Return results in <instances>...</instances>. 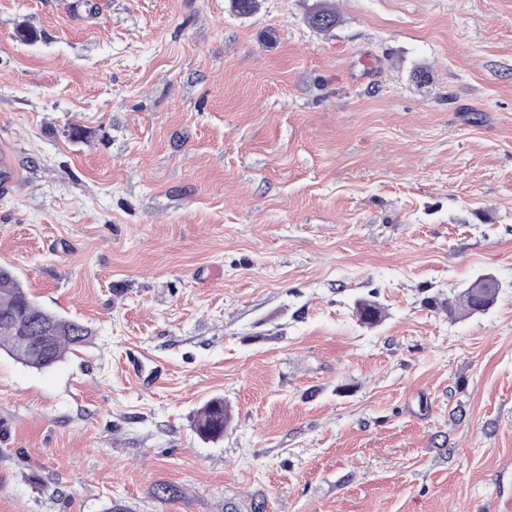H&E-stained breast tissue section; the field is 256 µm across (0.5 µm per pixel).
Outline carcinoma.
Here are the masks:
<instances>
[{"mask_svg":"<svg viewBox=\"0 0 512 512\" xmlns=\"http://www.w3.org/2000/svg\"><path fill=\"white\" fill-rule=\"evenodd\" d=\"M305 22L313 31L326 33L336 27V12L325 0H318L306 14ZM498 288L493 278L478 277L459 292L455 301L448 302V313L459 308L468 315L484 314L494 303ZM356 315L360 323L374 325L381 317L380 306L372 300H360ZM47 329L53 342L45 347L39 337ZM90 336V327L42 306L12 270L0 266V349L22 364L43 370L61 361L68 351L88 344ZM229 423L224 399L213 398L197 412L194 429L200 438L218 441Z\"/></svg>","mask_w":512,"mask_h":512,"instance_id":"obj_1","label":"carcinoma"}]
</instances>
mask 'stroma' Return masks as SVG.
<instances>
[{"label":"stroma","instance_id":"35a3bbf8","mask_svg":"<svg viewBox=\"0 0 512 512\" xmlns=\"http://www.w3.org/2000/svg\"><path fill=\"white\" fill-rule=\"evenodd\" d=\"M314 2L0 0V512H512V0ZM305 22L313 31L326 33L336 27V12L327 1H317L305 16ZM45 329L51 336H43ZM41 337L45 345L39 342ZM54 336V337H53ZM92 330L42 306L12 270L0 266V349L26 366L43 370L90 341ZM498 288V283L490 276L478 277L459 292L454 303L448 301V313L460 308L467 315L484 314L494 303ZM230 423L228 408L223 398H212L197 412L194 429L196 434L208 441H218Z\"/></svg>","mask_w":512,"mask_h":512}]
</instances>
